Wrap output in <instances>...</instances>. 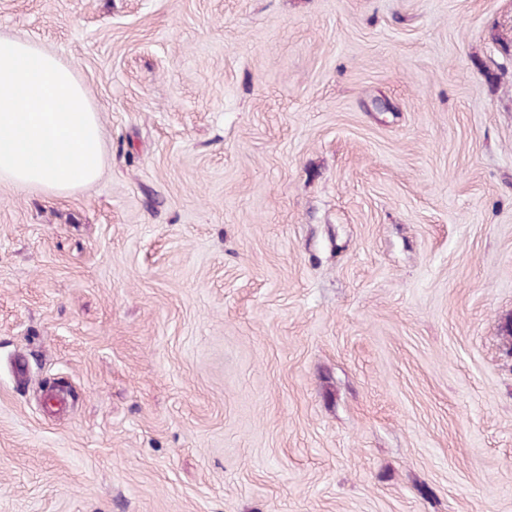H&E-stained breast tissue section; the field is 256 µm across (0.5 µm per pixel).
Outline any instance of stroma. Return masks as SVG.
Listing matches in <instances>:
<instances>
[{
    "instance_id": "obj_1",
    "label": "stroma",
    "mask_w": 512,
    "mask_h": 512,
    "mask_svg": "<svg viewBox=\"0 0 512 512\" xmlns=\"http://www.w3.org/2000/svg\"><path fill=\"white\" fill-rule=\"evenodd\" d=\"M0 34L105 131L88 188L0 183V512H512V0Z\"/></svg>"
}]
</instances>
